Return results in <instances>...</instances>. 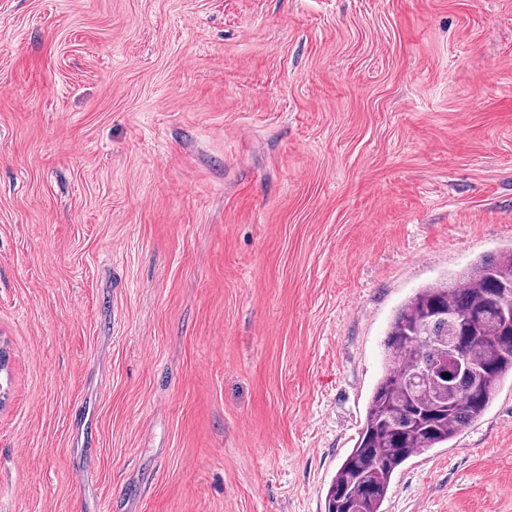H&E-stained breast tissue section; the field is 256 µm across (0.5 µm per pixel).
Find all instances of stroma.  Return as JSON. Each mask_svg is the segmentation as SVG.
<instances>
[{
    "label": "stroma",
    "instance_id": "obj_1",
    "mask_svg": "<svg viewBox=\"0 0 512 512\" xmlns=\"http://www.w3.org/2000/svg\"><path fill=\"white\" fill-rule=\"evenodd\" d=\"M510 248L512 0H0V512H323ZM385 510L512 512V385Z\"/></svg>",
    "mask_w": 512,
    "mask_h": 512
}]
</instances>
